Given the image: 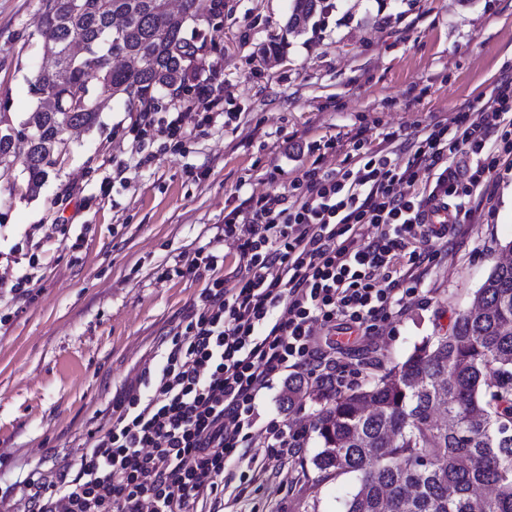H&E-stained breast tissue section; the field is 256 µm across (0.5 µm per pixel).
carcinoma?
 Here are the masks:
<instances>
[{
    "label": "carcinoma",
    "mask_w": 512,
    "mask_h": 512,
    "mask_svg": "<svg viewBox=\"0 0 512 512\" xmlns=\"http://www.w3.org/2000/svg\"><path fill=\"white\" fill-rule=\"evenodd\" d=\"M46 64L30 91L54 101L19 121L28 128L21 174L36 195L68 132L99 123L91 96L107 94L131 112H152L158 96L191 90L206 40L184 34L207 20L201 0H41ZM325 0H293L288 32L302 33ZM14 127L0 113V177L13 166ZM305 380H288L293 407ZM325 400L315 429L318 480L352 475L339 512H512V264H495L470 307L407 358Z\"/></svg>",
    "instance_id": "1"
}]
</instances>
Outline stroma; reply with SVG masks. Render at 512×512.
I'll use <instances>...</instances> for the list:
<instances>
[{"label": "stroma", "mask_w": 512, "mask_h": 512, "mask_svg": "<svg viewBox=\"0 0 512 512\" xmlns=\"http://www.w3.org/2000/svg\"><path fill=\"white\" fill-rule=\"evenodd\" d=\"M299 35L284 30L292 0H224L207 30L202 76L216 74L220 114L180 99L187 117L174 140L139 133V113L105 101L39 194L0 178V252L32 278L25 299L0 288V490L29 472L73 463L112 416L116 399L162 365V338L182 321L206 281L179 275L195 250L226 254L224 218L253 195L282 192L311 164L353 166L348 136L365 129L421 134L452 120L512 69V0H330ZM41 0H0V113L21 120L37 99ZM283 38L279 58L260 52ZM81 191L69 195L72 184ZM108 191H101V184ZM467 224L432 241L439 258L406 310L385 323L372 358L350 352L360 384L446 332L469 306L512 239V164L477 191ZM281 379L260 398L264 418L308 427L299 459L271 464L236 512H336L352 476L321 482L311 462L322 407L282 402Z\"/></svg>", "instance_id": "1"}]
</instances>
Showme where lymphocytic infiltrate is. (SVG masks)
<instances>
[{
	"label": "lymphocytic infiltrate",
	"mask_w": 512,
	"mask_h": 512,
	"mask_svg": "<svg viewBox=\"0 0 512 512\" xmlns=\"http://www.w3.org/2000/svg\"><path fill=\"white\" fill-rule=\"evenodd\" d=\"M385 141L370 148L357 131L354 166H311L225 216L243 276L228 286L225 256L195 251L186 271L206 286L158 374L114 404L77 462L26 480L23 512H224L239 463L258 475L300 457L305 429L263 420L260 396L303 371L321 392L347 389L344 354L404 308L437 258L428 242L457 232L512 157V74L452 124ZM446 208L453 223L432 224Z\"/></svg>",
	"instance_id": "obj_1"
}]
</instances>
